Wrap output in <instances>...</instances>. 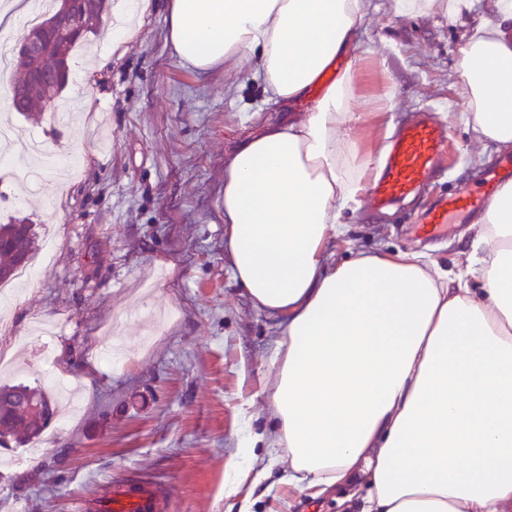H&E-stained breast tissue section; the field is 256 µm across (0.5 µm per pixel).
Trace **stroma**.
Segmentation results:
<instances>
[{
	"instance_id": "1",
	"label": "stroma",
	"mask_w": 512,
	"mask_h": 512,
	"mask_svg": "<svg viewBox=\"0 0 512 512\" xmlns=\"http://www.w3.org/2000/svg\"><path fill=\"white\" fill-rule=\"evenodd\" d=\"M151 2L133 39L114 47L92 36L72 51L62 93L76 107L70 121L0 109V123L78 162L65 184L50 175L26 189L0 181V224H32L37 248L52 253L7 310L0 350L13 365L0 384L42 385L47 353L84 391L65 426H50L40 456L0 468V512H102L117 481L169 492L171 512H238L244 497L251 512H311L284 466L224 495V467L242 446L240 405L252 402L255 432L268 426L263 360L274 335L228 269L224 158L256 122L282 113L251 75L180 61L167 42V0ZM378 2L361 28L372 53L356 85L374 100L394 87V106L366 117L359 144L371 149L427 116L447 128L451 156L433 190L346 212L336 252L414 248L453 271L462 228L477 216L420 237L428 204L512 155L493 143L482 159L471 155L456 72L463 28L397 17L391 0Z\"/></svg>"
}]
</instances>
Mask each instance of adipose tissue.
I'll return each mask as SVG.
<instances>
[{
    "mask_svg": "<svg viewBox=\"0 0 512 512\" xmlns=\"http://www.w3.org/2000/svg\"><path fill=\"white\" fill-rule=\"evenodd\" d=\"M397 17L466 27L457 70L478 143L512 149V0H393ZM486 12L469 21L477 6ZM372 0H168L167 41L196 69L262 78L286 118L254 127L224 165L233 280L279 318L266 359L270 431L224 470L238 494L264 443L311 497L360 512H512V183L469 226L461 272L424 253L337 258L343 214L380 163L354 131L359 29Z\"/></svg>",
    "mask_w": 512,
    "mask_h": 512,
    "instance_id": "1",
    "label": "adipose tissue"
}]
</instances>
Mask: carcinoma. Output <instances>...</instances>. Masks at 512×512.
Wrapping results in <instances>:
<instances>
[{"label":"carcinoma","mask_w":512,"mask_h":512,"mask_svg":"<svg viewBox=\"0 0 512 512\" xmlns=\"http://www.w3.org/2000/svg\"><path fill=\"white\" fill-rule=\"evenodd\" d=\"M78 42L62 43L58 38L44 41L43 50L49 58L13 56L18 78L12 88V107L28 114L45 101H54L63 87L56 82L54 70L68 65V57ZM36 234L33 225L11 222L0 224V283L11 278L34 251ZM57 414L55 403L40 387L19 383L0 386V441L18 444L39 438Z\"/></svg>","instance_id":"1"}]
</instances>
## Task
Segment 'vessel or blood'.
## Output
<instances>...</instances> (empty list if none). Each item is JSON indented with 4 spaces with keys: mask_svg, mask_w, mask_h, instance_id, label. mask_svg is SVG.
Instances as JSON below:
<instances>
[{
    "mask_svg": "<svg viewBox=\"0 0 512 512\" xmlns=\"http://www.w3.org/2000/svg\"><path fill=\"white\" fill-rule=\"evenodd\" d=\"M446 145V134L435 122L422 120L403 125L383 161L382 174L371 189L369 206L383 208L431 182L439 172L438 160ZM509 180L512 160L493 167L478 178L476 187H463L446 206L434 209L432 225L446 224L449 217L470 209L487 208L495 199L497 187ZM104 507L106 512H170L171 498L149 486L124 483L113 488Z\"/></svg>",
    "mask_w": 512,
    "mask_h": 512,
    "instance_id": "obj_1",
    "label": "vessel or blood"
}]
</instances>
